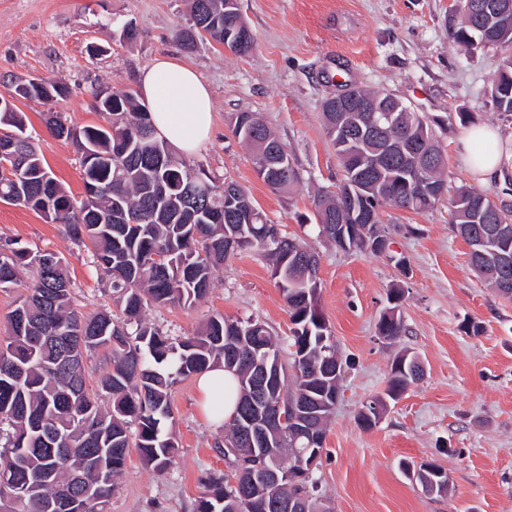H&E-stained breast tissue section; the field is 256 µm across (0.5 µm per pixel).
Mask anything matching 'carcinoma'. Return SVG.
<instances>
[{
	"mask_svg": "<svg viewBox=\"0 0 512 512\" xmlns=\"http://www.w3.org/2000/svg\"><path fill=\"white\" fill-rule=\"evenodd\" d=\"M192 24L180 33L187 49L204 40L228 45L246 56L253 45L229 39L241 18L224 9V0H185ZM477 15L459 9L449 36L459 46L476 48ZM508 54L492 82L491 102L498 112H512V35L487 45ZM53 96L28 82L10 91L22 99L44 103L66 97L60 83L48 79ZM346 98L387 101L379 90L351 87ZM102 125L74 128L59 112L45 113L57 138L72 142L80 154L85 195L77 199L50 173L47 163L26 135L23 113L0 112V123L12 128V176H0V200L15 197L20 206L46 220L63 224L75 241L92 251L93 263L107 275V286L122 309L119 320L108 311L86 315L74 307L72 286L61 259L10 240L0 244V288L18 284L20 272L31 273L27 296L11 312L6 335L0 336V480L28 485L22 499L0 487V512H63L57 507L76 477L92 487L77 512H107L116 479L124 472L130 449L142 463L164 473L175 463L178 441L168 430L170 396L179 381L217 365L233 373L240 397L233 418L215 447L230 474H208L206 492L194 512H281L279 502L301 500L300 512H330L320 494L316 471L324 441L298 440L267 431V446L252 445L240 435L247 421L260 426L270 413L292 399L317 408L316 435L323 437L336 408L338 349L313 297L320 290L317 255L303 239L287 236L264 220L249 194L224 191V183L202 170L188 169L156 136L148 107L131 89L112 88V95L95 96ZM327 135L336 148L343 181L356 189L347 193H317L314 198L318 235L336 241L340 213L380 214L396 199L412 197L410 210L431 209L439 198L405 181L407 163L392 146L403 139L423 138L439 158L425 174L429 183L446 187V164L430 122L420 113H406L403 127L369 141L351 139L350 130L371 123V112H342L324 105ZM235 136L254 159L286 146L265 124L254 132L234 128ZM258 177L274 190L285 191L300 181L291 159L286 168ZM485 198L473 188H461L452 199V228L467 243L486 238L483 249L502 245L486 234L487 225L470 222V206ZM354 234L348 248L385 253L381 221L369 226L348 221ZM253 250L270 262L272 274L288 304L291 334L279 344L260 320L245 322L211 317L201 332L179 339L160 333L142 319L150 305H192L206 298L217 272L231 255ZM293 257H288V254ZM470 264L497 292L512 297V265L486 266L470 254ZM377 331L397 340L405 333L401 316L380 317ZM112 359V371L97 386L87 379L85 359L99 351ZM411 352L397 355L383 395L364 404L358 421L364 428L378 424L387 402L398 400L421 375ZM275 377L268 396L255 397L259 369ZM275 472L278 479L270 478ZM237 484H230V478Z\"/></svg>",
	"mask_w": 512,
	"mask_h": 512,
	"instance_id": "obj_1",
	"label": "carcinoma"
}]
</instances>
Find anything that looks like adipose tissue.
<instances>
[{
    "label": "adipose tissue",
    "instance_id": "adipose-tissue-1",
    "mask_svg": "<svg viewBox=\"0 0 512 512\" xmlns=\"http://www.w3.org/2000/svg\"><path fill=\"white\" fill-rule=\"evenodd\" d=\"M139 92L148 106L159 137L183 155L193 154L212 131L211 92L198 73L173 56H161L139 76ZM496 130L473 126L460 138L463 155L474 174L487 176L502 165ZM202 410L210 424L223 426L235 411L238 383L222 367H214L197 380Z\"/></svg>",
    "mask_w": 512,
    "mask_h": 512
}]
</instances>
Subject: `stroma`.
<instances>
[{"instance_id":"obj_1","label":"stroma","mask_w":512,"mask_h":512,"mask_svg":"<svg viewBox=\"0 0 512 512\" xmlns=\"http://www.w3.org/2000/svg\"><path fill=\"white\" fill-rule=\"evenodd\" d=\"M455 0H241L254 51L238 56L201 42L185 50L179 33L188 24L183 0H0V92L37 77L64 84V100L47 106L18 100L27 132L54 177L74 196L84 193L71 142L53 135L47 110L68 124L100 123L99 89L136 88L140 72L161 55L180 58L208 84L213 100L211 139L185 162L217 179L230 178L252 197L268 223L298 236L321 256L320 309L342 357L348 358L340 398L326 431L318 471L321 494L333 512H512V298L489 288L469 264L467 243L450 228L447 200L414 213L380 212L390 239L386 254L343 251L315 228L313 195L341 178L336 152L324 131L322 104L347 86L393 94L430 120L447 162L448 190L472 187L497 204L512 206V163L479 180L460 151L473 124L498 128L499 148L512 153V115L496 112L490 85L503 53L466 51L448 36ZM138 29L126 40V25ZM240 112L260 113L285 144L300 174L292 191L271 189L233 132ZM62 257L79 310L120 315L91 254L61 224L0 202V242ZM405 267H398V259ZM404 290L400 313L407 328L398 341L377 335L394 287ZM260 319L287 337L288 306L267 262L252 250L228 258L208 297L190 306L151 307L143 317L182 338L198 334L209 317ZM480 325L465 333L466 322ZM413 352L423 379L388 409L375 427L358 425L362 405L383 395L390 366L401 350ZM179 453L172 468L156 473L130 451L111 498V512H192L202 479L226 472L196 404V380L171 393ZM433 462L448 473L445 495H427L403 462Z\"/></svg>"}]
</instances>
